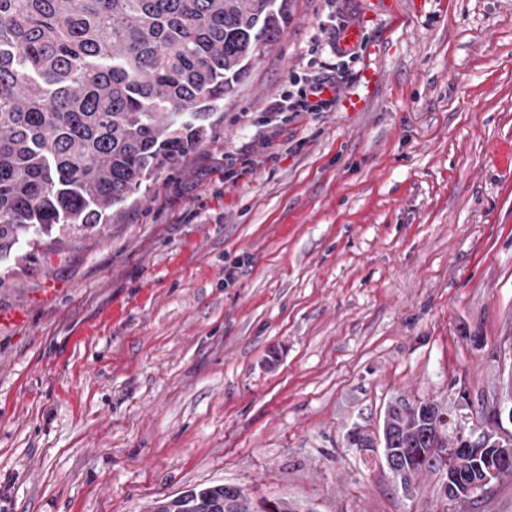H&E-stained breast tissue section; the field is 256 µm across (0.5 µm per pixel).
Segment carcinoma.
I'll return each instance as SVG.
<instances>
[{"label": "carcinoma", "instance_id": "1", "mask_svg": "<svg viewBox=\"0 0 512 512\" xmlns=\"http://www.w3.org/2000/svg\"><path fill=\"white\" fill-rule=\"evenodd\" d=\"M291 0H0V252L62 225L83 231L206 142L224 97L288 28ZM451 417L430 400L386 408L394 482L440 470ZM458 454L452 481L501 466ZM227 486L152 512H258Z\"/></svg>", "mask_w": 512, "mask_h": 512}]
</instances>
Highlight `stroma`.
I'll return each mask as SVG.
<instances>
[{
  "label": "stroma",
  "mask_w": 512,
  "mask_h": 512,
  "mask_svg": "<svg viewBox=\"0 0 512 512\" xmlns=\"http://www.w3.org/2000/svg\"><path fill=\"white\" fill-rule=\"evenodd\" d=\"M359 56L328 112L281 118ZM512 394V0H293L205 144L104 224L0 253V512H148L237 485L452 512L376 453L403 397L489 431ZM348 21L341 15H335L334 17L328 16L326 20H321V26L324 30H328L329 43L328 46L336 55V59L340 62H344L345 58H354L356 51L354 48H345L342 45V40L348 27ZM345 37L349 44L352 45L357 42L358 34L354 30H348ZM338 80L322 79L309 80L302 79L299 75H292L289 84L291 87H297L296 92L288 90V97L277 101L275 109L288 118V112H324L327 108L334 105L338 100L339 85ZM333 91V95L328 98H321L324 93ZM287 112V113H285Z\"/></svg>",
  "instance_id": "35a3bbf8"
}]
</instances>
